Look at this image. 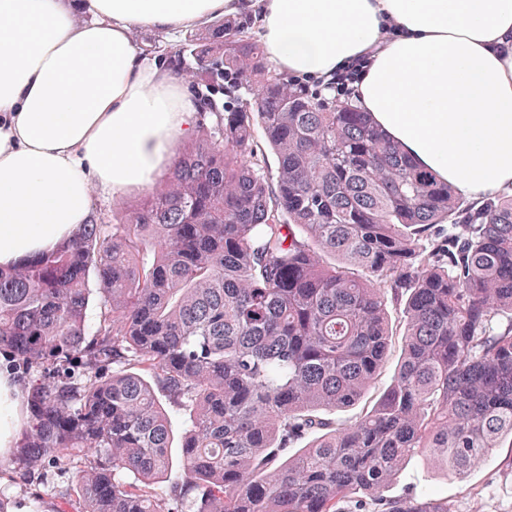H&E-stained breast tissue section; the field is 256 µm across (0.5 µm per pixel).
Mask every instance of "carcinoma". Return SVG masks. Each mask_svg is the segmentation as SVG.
I'll return each mask as SVG.
<instances>
[{"label":"carcinoma","instance_id":"obj_1","mask_svg":"<svg viewBox=\"0 0 512 512\" xmlns=\"http://www.w3.org/2000/svg\"><path fill=\"white\" fill-rule=\"evenodd\" d=\"M253 29L224 17L170 56L199 107L161 188L0 269L17 469L81 461L80 512H450L386 492L412 458L462 478L512 440V193L463 201ZM394 306L391 383L340 425ZM161 392L189 419L176 465Z\"/></svg>","mask_w":512,"mask_h":512}]
</instances>
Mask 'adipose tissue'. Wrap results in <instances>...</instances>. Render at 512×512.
<instances>
[{
  "instance_id": "adipose-tissue-1",
  "label": "adipose tissue",
  "mask_w": 512,
  "mask_h": 512,
  "mask_svg": "<svg viewBox=\"0 0 512 512\" xmlns=\"http://www.w3.org/2000/svg\"><path fill=\"white\" fill-rule=\"evenodd\" d=\"M0 0V267L71 238L92 189H146L191 131L171 68L147 64L134 27L258 21L268 58L296 78L364 67L357 105L470 200L512 187V0ZM0 375V455L23 427Z\"/></svg>"
}]
</instances>
